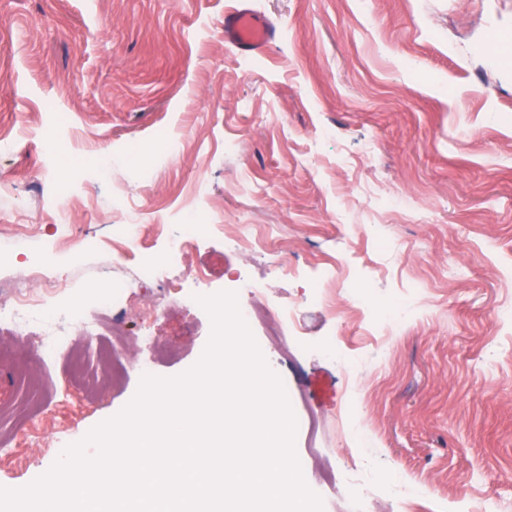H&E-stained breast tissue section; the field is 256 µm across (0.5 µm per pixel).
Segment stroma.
Listing matches in <instances>:
<instances>
[{
  "label": "stroma",
  "mask_w": 512,
  "mask_h": 512,
  "mask_svg": "<svg viewBox=\"0 0 512 512\" xmlns=\"http://www.w3.org/2000/svg\"><path fill=\"white\" fill-rule=\"evenodd\" d=\"M243 1L279 31L254 58L224 40V15ZM0 136L13 142L0 152V238L30 242L0 278L39 273L61 303L87 290L92 316L97 292L129 281L112 316L176 350L164 360L137 350L114 388L99 339L79 340L77 368L67 351L45 359L29 336L16 366L0 365V405L15 410L0 417V488L34 482L119 414L139 364L171 378L201 359L212 322L197 288L160 307L118 235L140 224L160 255L197 209L213 230L183 263L206 268L207 291L246 269L273 305L295 309L289 356L251 334L298 390L296 419L330 423L326 460L303 474L322 512L362 490L324 485L330 467L358 468L381 495L394 481L423 488L411 512L435 500L512 504V324L491 319L512 302V0H0ZM239 221L272 230L276 249L242 263L224 246L225 225ZM374 224L403 245L391 264L372 247ZM341 252L372 305L400 300L401 280L429 285L386 360L371 355L356 312L316 299L317 267ZM277 263L292 275H268ZM340 353L362 364L358 419L374 438L350 455L331 426L347 391Z\"/></svg>",
  "instance_id": "1"
}]
</instances>
